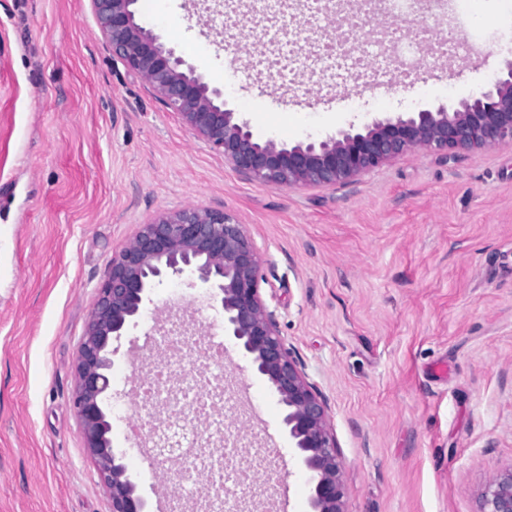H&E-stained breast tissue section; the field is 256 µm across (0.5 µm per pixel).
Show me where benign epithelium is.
<instances>
[{"label":"benign epithelium","instance_id":"1","mask_svg":"<svg viewBox=\"0 0 512 512\" xmlns=\"http://www.w3.org/2000/svg\"><path fill=\"white\" fill-rule=\"evenodd\" d=\"M97 27L112 53L140 75L159 100L194 134L245 176L278 186L347 185L412 149L446 157L512 145V62L506 74L452 111L413 112L376 120L361 131L294 146L255 141L247 124L224 109V91L184 68L185 61L136 21L137 0H90ZM216 291L224 331L239 341L284 409L294 450L309 472L311 512H347L343 464L324 399L307 381L261 300L259 256L245 225L220 209L184 207L142 225L112 257L78 355L74 407L86 448L110 492L112 512H142L123 466L115 463L111 425L101 407L110 381L112 339L140 314L144 296L185 269ZM482 512H512V467L494 477Z\"/></svg>","mask_w":512,"mask_h":512}]
</instances>
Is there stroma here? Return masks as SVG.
I'll return each mask as SVG.
<instances>
[{"mask_svg":"<svg viewBox=\"0 0 512 512\" xmlns=\"http://www.w3.org/2000/svg\"><path fill=\"white\" fill-rule=\"evenodd\" d=\"M157 26L255 139L324 140L376 118L454 107L512 61L505 0L455 11L480 55L422 54L413 76L380 54L337 75L307 45L230 0H155ZM180 38H173L172 30ZM221 209L258 251L259 295L325 400L348 512H481L512 466V145L454 159L416 150L335 187L245 177L114 56L89 0H0V512H112L73 406L77 360L112 258L156 213ZM182 315L224 345L245 439L276 449L279 512H309L308 474L282 408L195 274L151 289L112 368L140 374L152 320ZM148 512L167 491L110 433Z\"/></svg>","mask_w":512,"mask_h":512,"instance_id":"obj_1","label":"stroma"}]
</instances>
